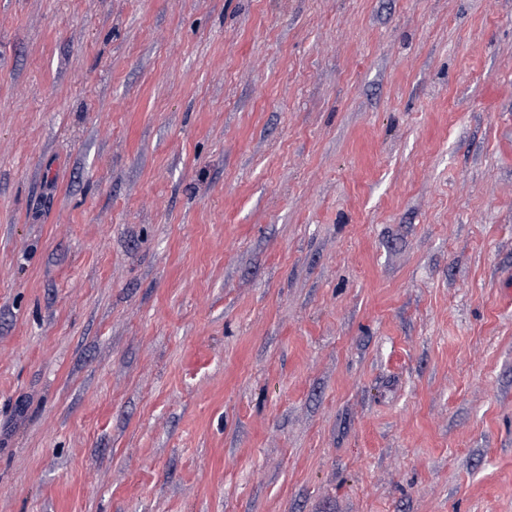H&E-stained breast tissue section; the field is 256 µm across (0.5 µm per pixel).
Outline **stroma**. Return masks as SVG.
<instances>
[{
    "mask_svg": "<svg viewBox=\"0 0 512 512\" xmlns=\"http://www.w3.org/2000/svg\"><path fill=\"white\" fill-rule=\"evenodd\" d=\"M512 0H0V512H512Z\"/></svg>",
    "mask_w": 512,
    "mask_h": 512,
    "instance_id": "1",
    "label": "stroma"
}]
</instances>
